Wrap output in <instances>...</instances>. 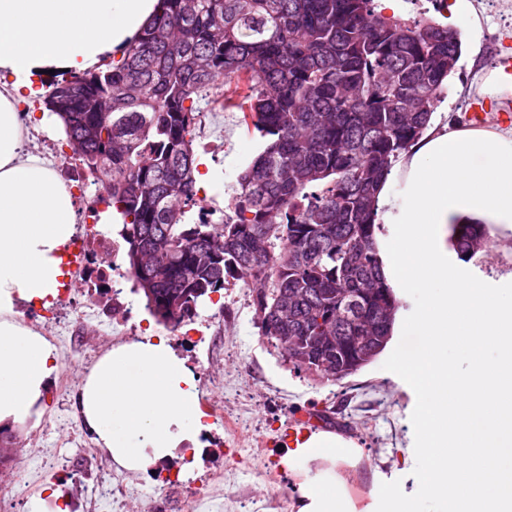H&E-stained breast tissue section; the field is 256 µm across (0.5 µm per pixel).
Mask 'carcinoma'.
<instances>
[{
    "label": "carcinoma",
    "mask_w": 512,
    "mask_h": 512,
    "mask_svg": "<svg viewBox=\"0 0 512 512\" xmlns=\"http://www.w3.org/2000/svg\"><path fill=\"white\" fill-rule=\"evenodd\" d=\"M460 45L378 0H157L119 60L55 80L44 104L106 180L133 291L158 324L182 328L238 284L294 370L337 356L348 378L384 352L401 305L375 247L378 189L428 127ZM203 100L264 140L217 222L195 175ZM489 242L487 225L463 224L452 246L469 261Z\"/></svg>",
    "instance_id": "1"
}]
</instances>
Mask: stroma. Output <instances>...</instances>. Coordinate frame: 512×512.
<instances>
[{
	"label": "stroma",
	"instance_id": "1",
	"mask_svg": "<svg viewBox=\"0 0 512 512\" xmlns=\"http://www.w3.org/2000/svg\"><path fill=\"white\" fill-rule=\"evenodd\" d=\"M471 3L480 24L461 30L464 47L433 117L465 122L467 102L479 97L495 109L489 119L494 128L502 123L498 110L512 107V90L498 91L485 79L492 62L512 51V0H498L491 9L485 8L484 0ZM200 121L214 146L207 149L204 142H195L197 169L207 206L221 209L261 142L241 123L236 110L208 105ZM489 230L493 243L472 259L471 273L486 288L510 287L512 230L495 224ZM397 294L401 307L387 348L372 364L340 382L297 372L284 362L256 327L248 290L230 287L201 304L186 333L171 336L170 342L193 367L199 389L212 390L215 399L223 401L225 415L239 421L241 431L234 437L220 423L211 422L208 448L196 453L181 482L199 484L224 463L234 473L224 486L225 497L245 501L254 512H299L302 485L334 482L343 486L336 512H398L404 500L413 512H448L447 503L430 495L422 479L424 441L415 426L420 399L395 366L400 354L428 343L426 337L408 331L426 296L412 288L398 289ZM43 405L45 413L54 415V423L44 435L33 424L16 430L9 437L14 455L51 451L56 462L45 471L42 495H63L72 512H89L87 485L119 481L125 473L107 458L97 466L84 460L78 443L91 434L72 397L48 395ZM316 413L327 417L324 431L352 441V448L333 459L297 458L284 465L298 420ZM215 448L223 449V458L212 456ZM138 479L140 495L128 502L129 512H150L156 504L185 512L180 497L151 473L139 474Z\"/></svg>",
	"mask_w": 512,
	"mask_h": 512
}]
</instances>
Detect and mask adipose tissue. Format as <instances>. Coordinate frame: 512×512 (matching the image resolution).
Returning a JSON list of instances; mask_svg holds the SVG:
<instances>
[{"label": "adipose tissue", "instance_id": "adipose-tissue-1", "mask_svg": "<svg viewBox=\"0 0 512 512\" xmlns=\"http://www.w3.org/2000/svg\"><path fill=\"white\" fill-rule=\"evenodd\" d=\"M157 0H0V432L38 421L58 370L55 350L16 317L20 305H47L62 276L60 249L74 236L72 190L38 155L25 152L27 113L19 105L40 72L82 74L120 54ZM377 195L376 236L392 285L428 293L415 326L426 350L398 358L418 390V430L427 439L424 482L452 512L480 500L512 502V468L501 463L512 437V289L488 290L466 266L449 267L455 226L512 227V132L435 124L404 152ZM399 195H391L390 182ZM453 279L452 291L437 282ZM498 343L508 357L460 382L439 354L450 337ZM80 415L117 468L145 472L201 447L198 379L162 334L103 355L84 376ZM484 429L475 430L474 418Z\"/></svg>", "mask_w": 512, "mask_h": 512}]
</instances>
